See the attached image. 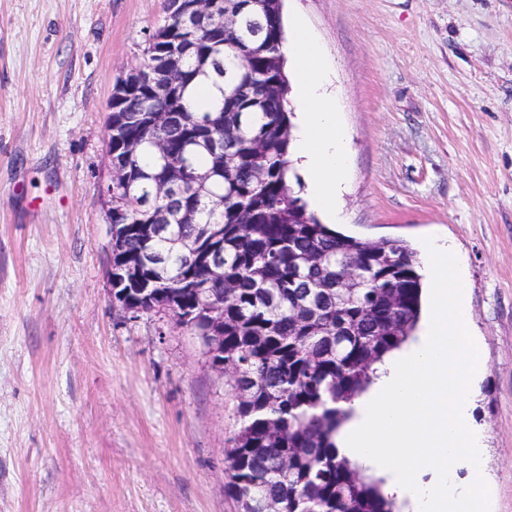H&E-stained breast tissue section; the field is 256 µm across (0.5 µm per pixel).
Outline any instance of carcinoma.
Listing matches in <instances>:
<instances>
[{"label":"carcinoma","instance_id":"carcinoma-1","mask_svg":"<svg viewBox=\"0 0 512 512\" xmlns=\"http://www.w3.org/2000/svg\"><path fill=\"white\" fill-rule=\"evenodd\" d=\"M239 32L228 41L200 17L177 16L149 36L131 68L139 96L115 101L123 136L141 142L112 154L128 172L117 187L114 224L170 225L169 239L133 232L115 242L124 255L161 252L147 273L155 297L147 310L209 309L221 300L204 262L169 244L214 225L211 245L224 260V370L233 373L240 428L226 455V492L243 512H402L383 481L342 455L336 434L350 416L340 407L373 383L377 364L415 332L422 283L416 253L399 240L366 241L323 224L289 182L293 112L281 45L282 0L255 8L238 0ZM175 70L181 92L166 86ZM174 112L157 127L150 110ZM186 160L168 195L167 170L152 141ZM361 287L343 299L336 282ZM288 468H283V461Z\"/></svg>","mask_w":512,"mask_h":512}]
</instances>
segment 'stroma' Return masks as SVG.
<instances>
[{
    "label": "stroma",
    "mask_w": 512,
    "mask_h": 512,
    "mask_svg": "<svg viewBox=\"0 0 512 512\" xmlns=\"http://www.w3.org/2000/svg\"><path fill=\"white\" fill-rule=\"evenodd\" d=\"M164 0H0V512H238L237 393L165 311L112 306L106 125ZM348 144L337 232L452 240L512 512V0H284Z\"/></svg>",
    "instance_id": "1"
}]
</instances>
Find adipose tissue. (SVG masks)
Returning a JSON list of instances; mask_svg holds the SVG:
<instances>
[{"instance_id":"ef3b65f1","label":"adipose tissue","mask_w":512,"mask_h":512,"mask_svg":"<svg viewBox=\"0 0 512 512\" xmlns=\"http://www.w3.org/2000/svg\"><path fill=\"white\" fill-rule=\"evenodd\" d=\"M295 61V97L303 117L293 143L310 188V202L330 218H338L347 171V146L340 114L325 91L321 49L305 27H298L294 43L282 46Z\"/></svg>"}]
</instances>
